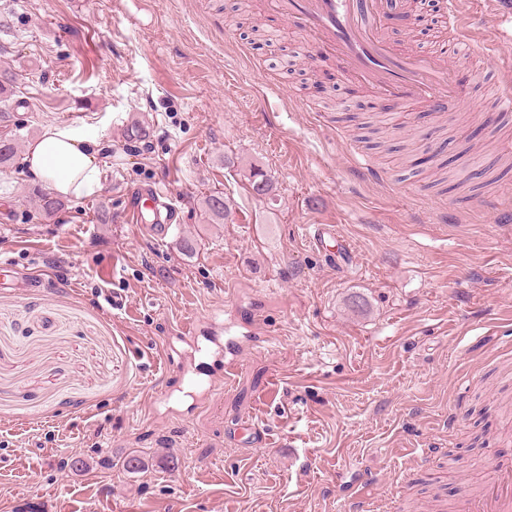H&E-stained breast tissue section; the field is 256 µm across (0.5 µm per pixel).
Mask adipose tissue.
<instances>
[{
	"mask_svg": "<svg viewBox=\"0 0 512 512\" xmlns=\"http://www.w3.org/2000/svg\"><path fill=\"white\" fill-rule=\"evenodd\" d=\"M93 142V133L46 126L28 145L27 170L55 195L77 198L92 193L99 185L100 176Z\"/></svg>",
	"mask_w": 512,
	"mask_h": 512,
	"instance_id": "1",
	"label": "adipose tissue"
}]
</instances>
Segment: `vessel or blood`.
I'll return each mask as SVG.
<instances>
[{"label":"vessel or blood","instance_id":"b4317fda","mask_svg":"<svg viewBox=\"0 0 512 512\" xmlns=\"http://www.w3.org/2000/svg\"><path fill=\"white\" fill-rule=\"evenodd\" d=\"M267 9L287 21L304 36L314 57H328L348 80L370 86L377 97L406 107L424 104L434 112L453 111L461 103L454 81L455 68L446 56L407 52L390 40L378 0H267ZM448 23L458 42H468L469 25L461 0H448ZM493 84L502 95L503 111L512 110V29L495 50ZM174 209L166 188L152 184L138 189L128 209L129 219L146 225L155 239H163ZM181 341L195 345L208 341L218 348L221 376L232 381L244 350L269 344V336L250 329L246 343L225 338L224 324L208 316L181 329ZM349 512H399L395 499L364 498L348 505ZM459 512H512V460L498 459L479 491L463 498Z\"/></svg>","mask_w":512,"mask_h":512}]
</instances>
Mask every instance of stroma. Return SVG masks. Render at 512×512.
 <instances>
[{
	"label": "stroma",
	"mask_w": 512,
	"mask_h": 512,
	"mask_svg": "<svg viewBox=\"0 0 512 512\" xmlns=\"http://www.w3.org/2000/svg\"><path fill=\"white\" fill-rule=\"evenodd\" d=\"M239 3L0 0L17 73L0 139L23 152L49 124L94 129L101 167L52 221L34 216L42 183L0 168V512H343L360 494L427 512L512 458V411L487 407L512 401V170L470 196L432 185L442 162L467 177L505 161L512 117L450 140L447 117L391 111L394 133L368 148L369 93L325 61L289 67L297 32L263 6L235 26ZM463 8L458 78L488 108L498 26L483 0ZM421 27L389 35L447 52L441 8ZM406 133L436 159L403 165ZM254 165L273 182L263 199ZM158 182L178 206L160 241L125 220L131 191ZM216 192L221 224L203 208ZM312 224L335 225L348 257L314 249ZM213 313L225 335L249 321L272 341L199 405L168 363L178 327ZM247 423L263 446L227 441ZM460 456L481 461L465 478Z\"/></svg>",
	"instance_id": "obj_1"
}]
</instances>
